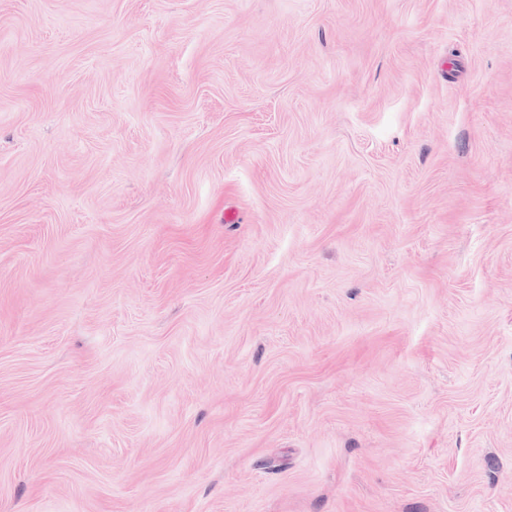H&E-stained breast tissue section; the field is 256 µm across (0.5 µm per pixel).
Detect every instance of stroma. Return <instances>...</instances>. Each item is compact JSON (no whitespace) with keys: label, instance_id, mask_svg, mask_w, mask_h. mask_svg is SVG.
Returning <instances> with one entry per match:
<instances>
[{"label":"stroma","instance_id":"1","mask_svg":"<svg viewBox=\"0 0 512 512\" xmlns=\"http://www.w3.org/2000/svg\"><path fill=\"white\" fill-rule=\"evenodd\" d=\"M0 512H512V0H0Z\"/></svg>","mask_w":512,"mask_h":512}]
</instances>
